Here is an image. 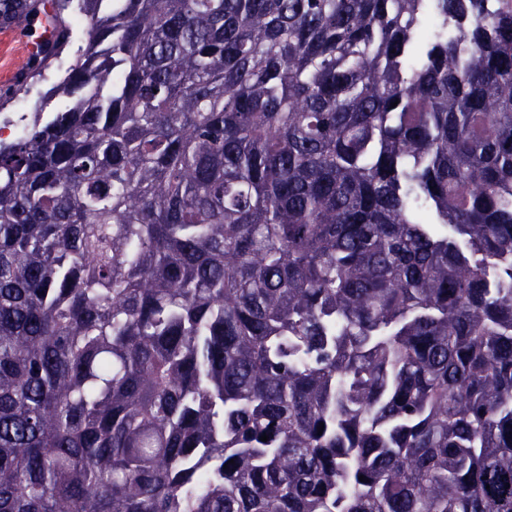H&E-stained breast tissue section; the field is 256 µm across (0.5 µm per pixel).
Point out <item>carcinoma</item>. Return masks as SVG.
I'll return each instance as SVG.
<instances>
[{
	"label": "carcinoma",
	"mask_w": 512,
	"mask_h": 512,
	"mask_svg": "<svg viewBox=\"0 0 512 512\" xmlns=\"http://www.w3.org/2000/svg\"><path fill=\"white\" fill-rule=\"evenodd\" d=\"M82 2L0 141V512H512V0ZM71 14V12H70ZM68 15L69 20L71 22V30H72V43H70L69 48L66 49V52H64L60 57L67 58L66 60L60 59V57H57L51 64V66L44 71H42V74L40 77H36L34 80L29 81V85L26 92H20L18 94L13 93L6 98L8 99V103L5 106V109L1 111L0 108V116H2L1 122H0V134H1V126H3V116L6 114V112H13V104L16 101H22L25 100L27 102V107L25 112L28 113L29 118L28 122L30 121L31 117L33 116L34 112H37L38 108L44 101L45 93L48 92L50 88H52L55 83V74L56 72L61 68H68L72 62L74 61V57H72L71 53L75 50L77 45H81L83 43V39H85V33L88 29V21L84 22V35H83V26L78 24L74 21L72 15Z\"/></svg>",
	"instance_id": "obj_1"
}]
</instances>
